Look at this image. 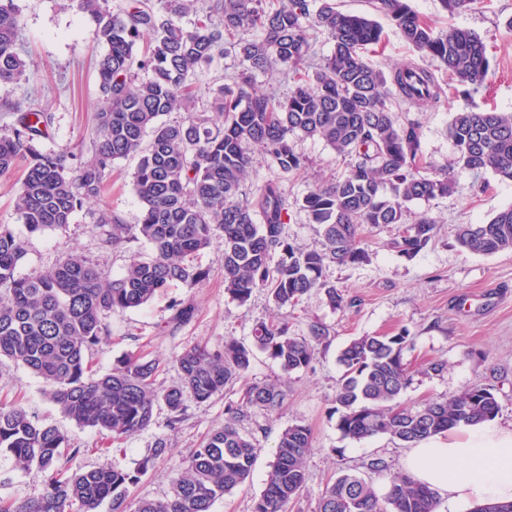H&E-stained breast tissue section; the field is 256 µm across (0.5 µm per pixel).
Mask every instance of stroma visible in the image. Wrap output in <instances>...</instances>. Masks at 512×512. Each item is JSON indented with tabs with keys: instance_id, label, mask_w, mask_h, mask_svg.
<instances>
[{
	"instance_id": "stroma-1",
	"label": "stroma",
	"mask_w": 512,
	"mask_h": 512,
	"mask_svg": "<svg viewBox=\"0 0 512 512\" xmlns=\"http://www.w3.org/2000/svg\"><path fill=\"white\" fill-rule=\"evenodd\" d=\"M15 4L19 48L27 69L20 82L0 86V127L15 124L18 118L17 113L2 110V103L34 104L48 117L39 149L64 155L71 169H79L92 157L95 114L100 107L96 59L101 47L96 23L77 9L74 0H15ZM410 5L436 29L461 27L475 32L487 49L485 89L466 99L450 93L439 103L419 109L403 104L395 112L399 123L418 121L427 162L448 168L456 160V148L448 137L454 112L464 106H492L512 113V0H474L468 11L454 16L443 10L440 0H410ZM380 24L382 43L368 55L373 66L387 70L414 62L438 71V62L409 45L388 19H381ZM297 148L311 161L306 172L282 178L260 158L247 176L245 189L251 192L269 179L280 178L288 200L286 235L302 248L317 249L321 238L300 201L313 185L341 176L346 164L317 139L299 140ZM136 165L133 157L116 161L106 173L99 203L78 209L66 228L34 235L27 234L17 210L21 171L0 177V224L12 225L26 238L27 253L17 267L18 275L48 270L63 257L76 254L109 278L121 273L131 256L148 255V246L137 239L112 246L108 227L97 222L98 210L103 207L124 224L139 223L141 206L132 186ZM511 205L512 182L489 172H458L452 195L408 205L411 218L424 214L437 224L435 238L416 257L408 259L388 249V241L398 233L397 225L390 224L364 228L368 262L330 266L328 278L345 298L344 305L336 309L316 293L297 306L279 309L264 290L239 304L224 291L222 252L213 247L197 257L198 264L209 272L206 281L174 285L144 307L113 314L110 336L90 353L93 367L103 374L124 353L157 355L164 360L158 383L170 387L180 378L172 357L185 344L215 348L231 337L248 345L256 324L279 316L288 318L298 336L307 335L313 322L323 323L330 334L307 369L286 375L264 353L255 354L249 378L280 381L286 397L280 410L255 411L242 422V431L257 445V459L247 482L217 501L213 512H251L264 488L277 437L293 423L312 428L313 448L304 489L290 502L288 512H317L326 483L344 471L369 476L376 489H384L392 476L403 472L408 449L386 436L353 441L341 435L331 414L336 381L342 374L337 357L353 337L408 328L414 344L406 358L413 377L402 395L404 403L416 405L486 385L499 403L495 424L511 427L512 251L469 254L455 242L457 225L488 222ZM176 300L196 308L192 320L177 329L170 324L171 304ZM435 361L445 362V370L427 373V365ZM43 389V381L27 368L8 360L0 362V400L21 403L36 419L65 434L76 450L63 461L69 471L92 467L133 470L157 438L168 439L169 454L155 460L132 488L127 499L129 512H134L139 500L168 495L201 435L223 425L224 407L235 398L230 391L206 403L188 401L187 419L175 430L167 425L166 410H157L148 429L118 444L108 432L76 425L46 399ZM373 458L383 459L387 470L369 473L366 464ZM43 490L44 476L37 467L17 468L10 455L0 453V497L23 500L38 497Z\"/></svg>"
}]
</instances>
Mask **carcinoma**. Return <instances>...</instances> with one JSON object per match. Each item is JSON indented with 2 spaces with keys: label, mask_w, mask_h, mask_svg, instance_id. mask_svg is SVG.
Listing matches in <instances>:
<instances>
[{
  "label": "carcinoma",
  "mask_w": 512,
  "mask_h": 512,
  "mask_svg": "<svg viewBox=\"0 0 512 512\" xmlns=\"http://www.w3.org/2000/svg\"><path fill=\"white\" fill-rule=\"evenodd\" d=\"M77 2L95 18L103 46L93 159L71 174L64 156L36 146L43 113L11 103L6 108L19 117L16 124L0 128V176L17 160L27 161L17 209L28 233H43L65 227L83 203L100 197L115 161L138 157L133 189L142 217L135 233L108 211L101 212L99 222L111 225L112 245L131 234L146 242L151 254L132 257L110 279L77 255L47 271L20 276L26 241L10 225L0 224V358L29 369L66 416L82 427L112 433L114 442L147 429L161 406L167 410V426L175 430L185 419L187 399L205 403L239 385L237 401L225 409L224 426L203 436L169 494L142 500L135 510L211 512L216 501L246 482L257 458L252 437L239 423L255 410L276 411L284 401L281 384L248 381L254 350L266 353L288 375L310 366L328 328L315 322L308 335L299 337L288 319L277 318L256 325L250 346L234 338L224 339L217 350L187 344L174 355L179 384L161 391L155 386L159 359L127 353L99 375L89 352L110 336L112 314L145 306L177 283L205 280L208 271L196 258L213 246L216 227L223 232L224 292L241 303L261 288L278 308L295 306L313 292L333 308L342 305L343 295L326 270L368 261L365 225H401L390 247L410 259L418 255L434 239L437 226L427 216L409 223L407 203L451 195L456 178L453 170H436L426 162L418 123H397L393 105L434 104L445 88L433 72L415 64L388 72L375 68L367 54L381 43V26L368 14L341 11L336 0H279L276 5L271 0H208L200 11L194 0H159V8L150 0H128L115 14L105 0ZM369 4L417 51L448 71L451 89L470 95L484 85L489 62L477 34L463 28L437 33L408 0ZM191 13L195 20L186 27L182 18ZM18 30L14 0H0L1 85L18 82L26 71ZM249 31L259 36L239 38ZM319 35L333 52L316 63ZM228 39L239 69L206 108L189 113L182 123L164 121V115L196 103L199 76L224 55ZM273 69L294 84L284 99L255 88L257 76ZM141 71L147 76L139 77ZM147 134L151 140L146 144ZM448 137L460 169L512 181V113L461 108L452 115ZM299 138L322 141L347 164L342 177L315 185L302 199L323 237L320 250H305L283 234L288 201L279 180L269 179L243 196L253 163L250 147H259L280 174L297 175L309 166L296 149ZM455 239L471 254L512 251V207L486 223L458 225ZM172 310L174 329L195 314V306L184 302L173 303ZM412 346L406 327L392 335L358 336L344 346L338 356L344 371L331 410L343 437L362 441L385 435L412 448L496 417L498 401L485 386L420 406L403 405L400 398L412 374L405 353ZM312 448L308 425L294 423L280 432L252 512H286L304 488ZM2 451L21 469L37 466L46 484L37 498H0V512H98L107 500L112 512H125L129 489L170 448L166 439H156L133 471L93 468L70 474L61 460L81 449L69 447L60 430L32 419L23 406L0 403ZM437 508L436 492L406 473L395 475L380 494L368 479L343 472L326 484L318 502V512Z\"/></svg>",
  "instance_id": "carcinoma-1"
}]
</instances>
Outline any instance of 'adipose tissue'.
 Here are the masks:
<instances>
[{
  "instance_id": "ef3b65f1",
  "label": "adipose tissue",
  "mask_w": 512,
  "mask_h": 512,
  "mask_svg": "<svg viewBox=\"0 0 512 512\" xmlns=\"http://www.w3.org/2000/svg\"><path fill=\"white\" fill-rule=\"evenodd\" d=\"M405 469L452 507L512 502V430H449L412 448Z\"/></svg>"
}]
</instances>
